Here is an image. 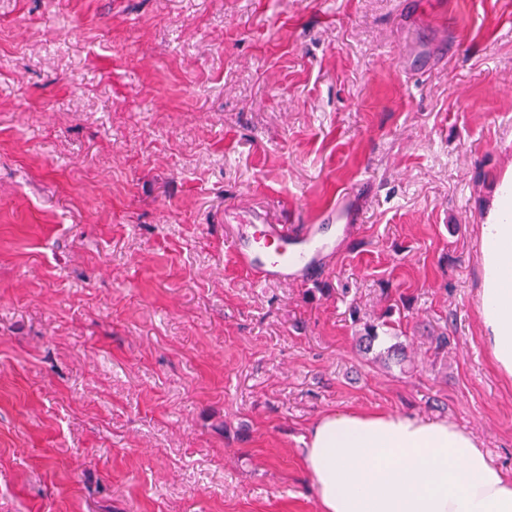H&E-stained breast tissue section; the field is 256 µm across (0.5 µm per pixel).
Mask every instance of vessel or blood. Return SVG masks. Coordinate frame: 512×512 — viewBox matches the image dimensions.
Returning <instances> with one entry per match:
<instances>
[{
    "label": "vessel or blood",
    "mask_w": 512,
    "mask_h": 512,
    "mask_svg": "<svg viewBox=\"0 0 512 512\" xmlns=\"http://www.w3.org/2000/svg\"><path fill=\"white\" fill-rule=\"evenodd\" d=\"M484 196L470 208L473 224L512 225V164H501L483 179ZM351 193H343L331 207L325 220L343 228L355 220ZM332 243L319 225L307 224L299 230L284 224H268L262 218L239 224L231 238L235 264L258 285H293L323 274V259Z\"/></svg>",
    "instance_id": "b4317fda"
}]
</instances>
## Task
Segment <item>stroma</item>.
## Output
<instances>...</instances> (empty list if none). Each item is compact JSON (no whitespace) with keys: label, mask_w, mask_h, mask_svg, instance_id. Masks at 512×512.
Here are the masks:
<instances>
[{"label":"stroma","mask_w":512,"mask_h":512,"mask_svg":"<svg viewBox=\"0 0 512 512\" xmlns=\"http://www.w3.org/2000/svg\"><path fill=\"white\" fill-rule=\"evenodd\" d=\"M412 2L428 26L399 0H0V512H319L302 439L336 410L452 422L512 475L467 211L512 141V0ZM349 188L322 277L234 264L230 225Z\"/></svg>","instance_id":"obj_1"}]
</instances>
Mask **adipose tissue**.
Here are the masks:
<instances>
[{
    "label": "adipose tissue",
    "mask_w": 512,
    "mask_h": 512,
    "mask_svg": "<svg viewBox=\"0 0 512 512\" xmlns=\"http://www.w3.org/2000/svg\"><path fill=\"white\" fill-rule=\"evenodd\" d=\"M494 276L478 311L493 361L512 378V225L486 224ZM304 467L319 512H512V478L476 437L410 413L336 411L317 418Z\"/></svg>",
    "instance_id": "adipose-tissue-1"
}]
</instances>
